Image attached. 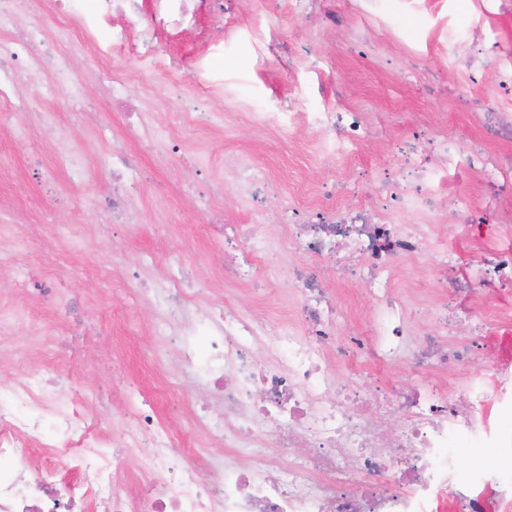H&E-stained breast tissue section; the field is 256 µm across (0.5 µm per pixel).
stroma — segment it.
I'll return each mask as SVG.
<instances>
[{
  "mask_svg": "<svg viewBox=\"0 0 512 512\" xmlns=\"http://www.w3.org/2000/svg\"><path fill=\"white\" fill-rule=\"evenodd\" d=\"M325 2L350 6L346 33H323L309 18L292 13L288 0H239L220 25L201 13L200 24L210 33L207 48L190 38L168 45L178 64L167 70L164 82L176 94L153 95L150 123L127 132L124 139L119 133L125 113L103 96L94 78L102 64L76 37V20H55L48 0L29 2L27 20L43 30L47 59L39 70L22 73L36 109L28 118L33 136L16 139L10 123L0 124V208L38 227L25 257L27 266L47 274L60 267L69 272L82 331L81 354L70 371L83 384L109 395L99 428L111 438L125 432L131 404H146L158 410L162 427L173 431L186 457L208 465L229 455L223 444L201 445L185 423L200 390L183 358L195 339L173 335L164 315V296L142 293V280L160 286L183 280L185 296L209 307L260 312L280 325L299 326L276 264H260L250 283L225 279L222 242L207 232L219 213L230 224L250 218L241 197L225 194L222 186L237 155L250 154L269 182L268 208L259 222L275 254L284 259L288 251L282 208L308 203L306 190L315 183L335 181L341 203H372L378 183L397 168L394 142L424 140L435 132H465L481 139L477 114L486 91L469 90L467 71L458 64L454 46L465 26L476 29L484 42L512 46V14L487 15L478 0H396L390 12L371 9L365 0ZM363 29L369 32L368 44L360 47L351 34ZM299 43L310 44L313 57L289 61V45ZM62 57L81 88L79 96L57 85L54 63ZM198 70L206 73L211 92H202L193 82L191 75ZM350 108L364 109L370 134L332 161L324 158L313 136L267 134L250 122L251 112L257 110ZM47 111L69 127L82 175H73L60 162L55 142L40 133V115ZM109 165L122 170L135 194L138 224L103 221L100 204L111 194L112 184L95 180L94 174ZM446 189L469 199L474 216L487 230L474 241L458 239L456 219L447 213L435 228L436 236L473 256L503 244L498 213L488 203L476 171L460 166ZM47 224L69 225L73 235L51 237L43 230ZM332 294L337 345L347 344L355 334L369 335L373 315L366 288L338 279ZM398 294L416 310L410 344L441 334L435 308L447 302L448 290L429 262L403 266ZM10 301L24 307L30 321L0 327V390L25 371L39 368L46 348L73 329L38 298L14 295ZM488 316V338L459 328L445 335L447 342L494 351L498 336L512 331V293L490 306ZM115 351L139 385L134 399L109 394L106 360ZM336 367L342 374L356 371L394 390L415 378L407 362L396 368L369 362L354 370L340 361Z\"/></svg>",
  "mask_w": 512,
  "mask_h": 512,
  "instance_id": "35a3bbf8",
  "label": "stroma"
}]
</instances>
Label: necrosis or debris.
I'll use <instances>...</instances> for the list:
<instances>
[{
  "label": "necrosis or debris",
  "mask_w": 512,
  "mask_h": 512,
  "mask_svg": "<svg viewBox=\"0 0 512 512\" xmlns=\"http://www.w3.org/2000/svg\"><path fill=\"white\" fill-rule=\"evenodd\" d=\"M74 17L79 37L95 55L108 61L127 50L144 56L160 53L162 39L209 35L197 15L209 9L223 17L224 0H57ZM41 33L21 28L16 40L0 42V103L25 111L28 100L14 73L18 46L29 49L30 69H38ZM461 58L474 79L488 83L494 95L512 98V64L487 67L480 53L465 50ZM262 131L283 128L323 134L338 144H358L369 133L359 111L255 112ZM391 189L382 203L339 205L331 198L313 208L292 207L286 226L289 253L307 258L308 266L288 265L279 276L291 288L303 316V333L275 328L263 316L227 309L200 313L193 302L172 296L167 318L191 326L198 338L185 361L203 371L210 392L221 396L233 422L223 439L238 457L210 470L175 461V442L160 430L152 411L134 407L118 449L95 427L105 400L85 396L62 398L51 379L31 374L0 395V512H75L79 503H94L100 512H487L496 497L512 512V484L496 483L491 472L462 478L454 500H447L448 440L469 433L498 448H511L512 435L494 427L488 404L512 414V399L476 394L468 383L456 388L437 382L435 371L468 367L475 352L451 348L439 340L408 350L406 336L414 311L396 295L403 264L428 260L450 274L449 288L472 295L440 316L441 328L467 325L485 329V307L499 287H512V212L500 224L507 246L479 260L436 247L428 224H399L401 212H425L439 218L447 210L466 214L460 197H440L445 169L467 162L477 169L488 198L512 197V156L500 159L478 149L476 140L446 136L418 147L404 142ZM233 188L248 196L253 213L265 210L268 183L249 157L239 158ZM476 235L479 224L463 226ZM224 273L249 281L269 240L261 225L225 224ZM20 236H0V268L24 285L29 296L59 288L18 264ZM368 288L374 303L372 343L356 340L355 357L393 362L411 353L416 372L406 389L378 396L358 376L339 379L330 367L326 347L335 334L336 302L330 288L336 276ZM264 345L269 364L255 361L253 349ZM149 449L147 467L134 483L123 478L122 450ZM265 448H295L288 462L260 460Z\"/></svg>",
  "instance_id": "4bbe7bcc"
}]
</instances>
